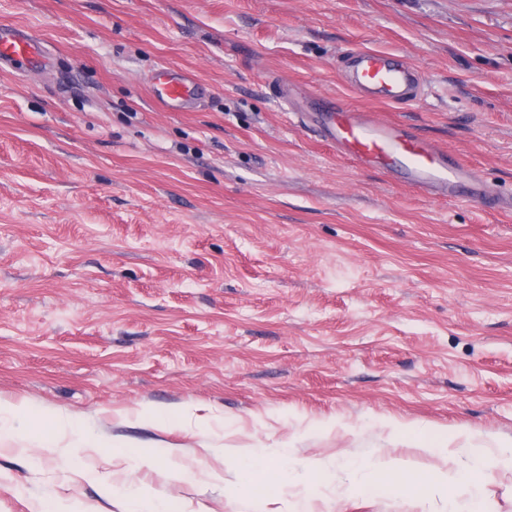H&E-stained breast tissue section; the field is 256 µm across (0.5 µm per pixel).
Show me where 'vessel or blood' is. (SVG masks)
Listing matches in <instances>:
<instances>
[{
	"label": "vessel or blood",
	"mask_w": 512,
	"mask_h": 512,
	"mask_svg": "<svg viewBox=\"0 0 512 512\" xmlns=\"http://www.w3.org/2000/svg\"><path fill=\"white\" fill-rule=\"evenodd\" d=\"M0 60L12 64L44 62L37 43L26 34L0 33ZM347 85L366 97L401 101L416 96L419 79L403 56L374 49L355 51L349 59ZM153 97L168 111L191 107L201 87L187 72L155 73ZM313 122L337 152L367 168L397 173L412 189L432 195L464 197L476 204H496L489 187L460 161L408 127L350 108L340 99L315 107Z\"/></svg>",
	"instance_id": "obj_1"
}]
</instances>
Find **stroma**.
<instances>
[{"mask_svg": "<svg viewBox=\"0 0 512 512\" xmlns=\"http://www.w3.org/2000/svg\"><path fill=\"white\" fill-rule=\"evenodd\" d=\"M2 25L46 61L0 66V512H462L436 473L512 442V215L357 166L296 108L404 124L512 198V0H0ZM364 47L422 97L349 91ZM161 64L205 99L166 111ZM41 414L79 424V467Z\"/></svg>", "mask_w": 512, "mask_h": 512, "instance_id": "1", "label": "stroma"}]
</instances>
